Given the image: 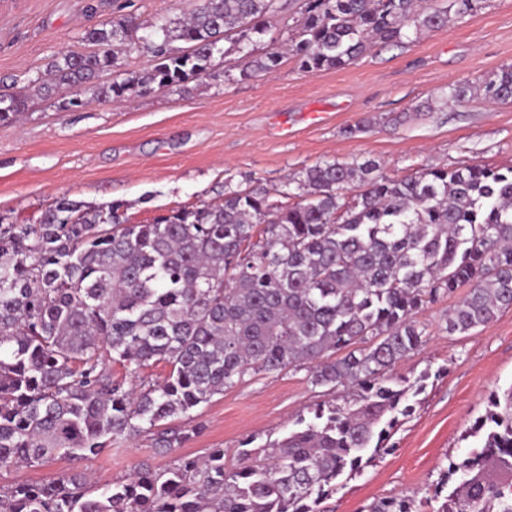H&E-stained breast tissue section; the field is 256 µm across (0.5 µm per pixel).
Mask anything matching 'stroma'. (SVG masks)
<instances>
[{"label": "stroma", "mask_w": 512, "mask_h": 512, "mask_svg": "<svg viewBox=\"0 0 512 512\" xmlns=\"http://www.w3.org/2000/svg\"><path fill=\"white\" fill-rule=\"evenodd\" d=\"M196 0H0V94L44 74L60 52L83 51L86 31L128 13L142 21L190 13ZM512 65V0H481L469 15L402 44H380L341 69L304 72L293 57L252 76L217 65L203 79L157 89L124 104L76 87L78 105L33 96L16 121L0 123V214L31 224L56 201L121 204L133 223L179 206L223 198L225 188H280L325 160L373 159L401 179L429 168L512 166V102L450 100ZM368 122V130L348 135ZM451 293L416 315L426 341L405 374L429 371L413 414L362 472L326 500L327 512H367L383 497L435 512L432 494L489 395L512 384V309L471 336L451 335ZM306 370L258 373L193 412V432L162 453L148 437L99 455L0 473V485L90 475L103 486L141 464L162 470L181 456L224 451L234 465L243 440L285 436L319 401Z\"/></svg>", "instance_id": "obj_1"}]
</instances>
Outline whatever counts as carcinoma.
Returning <instances> with one entry per match:
<instances>
[{
	"instance_id": "cac0c4a2",
	"label": "carcinoma",
	"mask_w": 512,
	"mask_h": 512,
	"mask_svg": "<svg viewBox=\"0 0 512 512\" xmlns=\"http://www.w3.org/2000/svg\"><path fill=\"white\" fill-rule=\"evenodd\" d=\"M433 2L302 0L286 49L252 57L243 75L273 70L286 52L309 73L343 68L371 45L400 43L410 27L440 28L479 0ZM292 3L197 0L184 18L106 21L86 32L91 51L60 53L49 79L0 95V123L32 92L94 83L131 49L151 55L153 68L97 86V95L118 100L202 78L215 58L256 45ZM144 27L150 33L138 35ZM482 91L511 100L512 66ZM357 184L363 191L347 197ZM278 196L228 187L219 202L147 224L126 223L119 205L65 198L35 224L0 215V470L96 456L143 433L167 453L188 438L170 422L251 372L306 365L330 396L283 439L243 441L233 468L212 448L203 460L142 466L101 488L82 475L0 486V512H325L342 478L388 448L431 377L397 371L424 343L417 311L467 285L446 331L470 335L512 308V167L392 179L371 160H332ZM158 363L168 367L162 381L127 385ZM469 438L434 491L437 512H512V385L490 394ZM371 512H413V503L385 498Z\"/></svg>"
}]
</instances>
